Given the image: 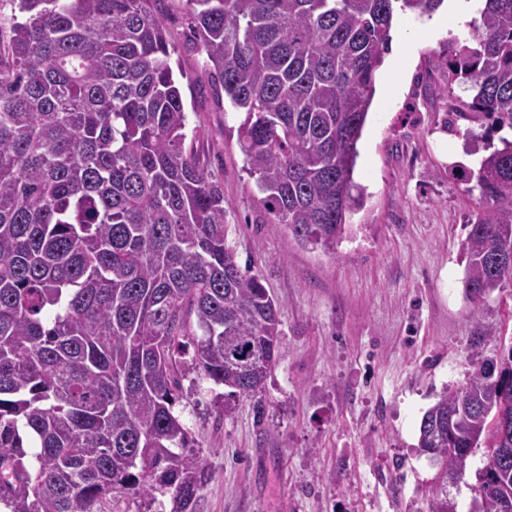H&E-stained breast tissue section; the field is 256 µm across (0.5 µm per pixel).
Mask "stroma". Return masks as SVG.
<instances>
[{
  "mask_svg": "<svg viewBox=\"0 0 512 512\" xmlns=\"http://www.w3.org/2000/svg\"><path fill=\"white\" fill-rule=\"evenodd\" d=\"M446 3L439 32L410 29L411 12L394 16L411 64L373 99L357 145L365 205L332 253L274 223L238 145L241 115L213 94L184 0L157 4L196 130L186 146L223 183L237 262L261 278L282 321L276 366L232 414L218 387L179 373L177 410L209 473L195 512H427L438 467L418 447L420 418L512 341V286L479 304L463 287L476 199L458 178L483 129L449 118L469 95L447 88L441 50L466 30L457 11L477 7Z\"/></svg>",
  "mask_w": 512,
  "mask_h": 512,
  "instance_id": "35a3bbf8",
  "label": "stroma"
}]
</instances>
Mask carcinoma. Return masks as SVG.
Returning a JSON list of instances; mask_svg holds the SVG:
<instances>
[{
    "instance_id": "1",
    "label": "carcinoma",
    "mask_w": 512,
    "mask_h": 512,
    "mask_svg": "<svg viewBox=\"0 0 512 512\" xmlns=\"http://www.w3.org/2000/svg\"><path fill=\"white\" fill-rule=\"evenodd\" d=\"M0 11V504L95 512L126 497L193 512L207 482L177 412L185 356L225 388L224 415L280 357L277 302L226 242L224 186L186 150L187 112L156 0H11ZM443 0H187L212 87L261 202L334 252L363 205L357 143L396 10ZM445 78L484 127L465 224V288L512 285V0H479ZM512 349L474 365L422 415L448 475L498 431ZM36 452H29V443ZM512 500V464L485 484Z\"/></svg>"
}]
</instances>
